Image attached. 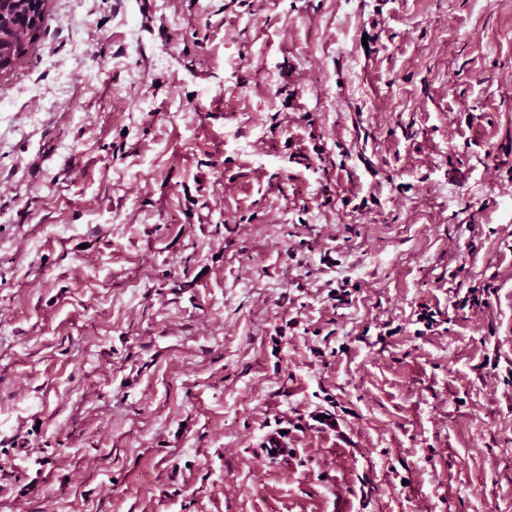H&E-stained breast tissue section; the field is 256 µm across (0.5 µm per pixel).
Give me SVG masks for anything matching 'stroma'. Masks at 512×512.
<instances>
[{
	"mask_svg": "<svg viewBox=\"0 0 512 512\" xmlns=\"http://www.w3.org/2000/svg\"><path fill=\"white\" fill-rule=\"evenodd\" d=\"M48 6L0 512H512V0Z\"/></svg>",
	"mask_w": 512,
	"mask_h": 512,
	"instance_id": "stroma-1",
	"label": "stroma"
}]
</instances>
